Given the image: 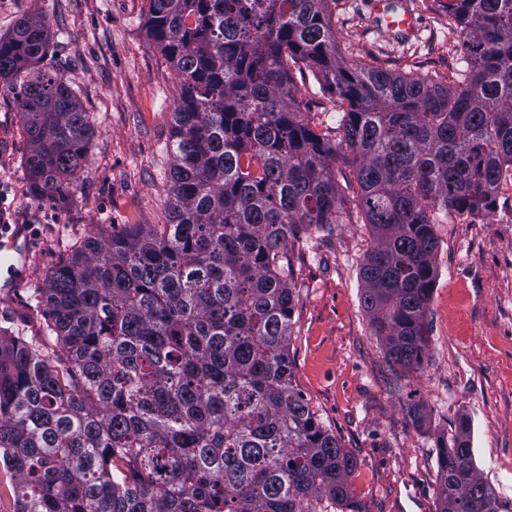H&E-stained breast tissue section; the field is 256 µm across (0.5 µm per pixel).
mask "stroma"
<instances>
[{
    "mask_svg": "<svg viewBox=\"0 0 512 512\" xmlns=\"http://www.w3.org/2000/svg\"><path fill=\"white\" fill-rule=\"evenodd\" d=\"M374 0H337L331 21L344 58L397 72L449 74L462 37L433 0H395L416 19L395 39ZM150 0H0V35L23 18L46 20L44 68L68 82L95 129L69 197L42 201L30 187L28 143L15 101L0 86V212L27 236L23 274L0 287V328L43 343L37 296L52 270L89 237L125 224H164L175 70L147 34ZM296 102L313 124L335 125L329 94L295 76ZM438 277L425 318L420 369L393 364L372 332L359 266L373 240L360 222L301 230L291 247L295 309L288 347L295 384L357 461L352 494L366 512H436L438 437L468 421L474 463L512 500V190L494 213L435 227ZM423 420L412 424L409 406Z\"/></svg>",
    "mask_w": 512,
    "mask_h": 512,
    "instance_id": "35a3bbf8",
    "label": "stroma"
}]
</instances>
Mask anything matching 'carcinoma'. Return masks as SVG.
Listing matches in <instances>:
<instances>
[{
    "label": "carcinoma",
    "mask_w": 512,
    "mask_h": 512,
    "mask_svg": "<svg viewBox=\"0 0 512 512\" xmlns=\"http://www.w3.org/2000/svg\"><path fill=\"white\" fill-rule=\"evenodd\" d=\"M329 0H150L177 72L167 224L87 239L42 289L49 354L0 329V465L14 512H363L357 462L293 381L288 238L348 224L373 246L362 304L388 359L419 367L435 225L493 210L512 180V0H448L465 66L349 65ZM49 27L0 36V83L34 193L63 200L94 129L40 64ZM336 97V140L296 109L291 71ZM438 512H512L474 466L468 424L437 444Z\"/></svg>",
    "instance_id": "cac0c4a2"
}]
</instances>
